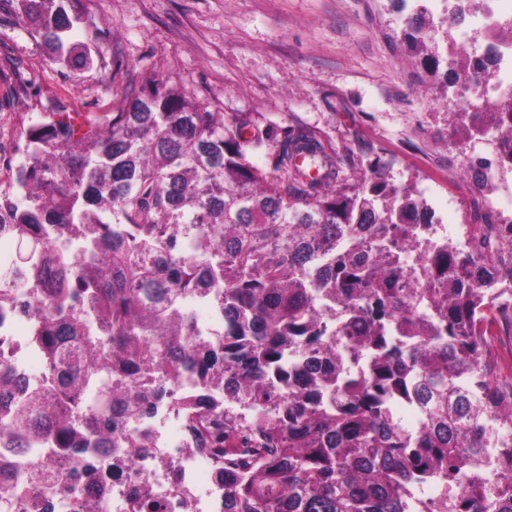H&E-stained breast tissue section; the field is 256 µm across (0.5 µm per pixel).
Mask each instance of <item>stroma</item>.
Here are the masks:
<instances>
[{
	"label": "stroma",
	"mask_w": 512,
	"mask_h": 512,
	"mask_svg": "<svg viewBox=\"0 0 512 512\" xmlns=\"http://www.w3.org/2000/svg\"><path fill=\"white\" fill-rule=\"evenodd\" d=\"M102 53L79 73L51 63L38 36L0 0V185L23 153L18 134L56 112L123 109L127 86L154 77L214 112H257L274 127L304 125L335 144L360 175L374 158L413 184L450 226L478 231L488 202L458 169L490 157L483 142L448 149L453 106L404 59L408 15L396 0H81Z\"/></svg>",
	"instance_id": "stroma-1"
}]
</instances>
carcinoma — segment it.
Here are the masks:
<instances>
[{
  "label": "carcinoma",
  "mask_w": 512,
  "mask_h": 512,
  "mask_svg": "<svg viewBox=\"0 0 512 512\" xmlns=\"http://www.w3.org/2000/svg\"><path fill=\"white\" fill-rule=\"evenodd\" d=\"M16 2L52 61L94 68L79 0ZM432 30L419 7L403 36L436 76ZM447 62L445 84H500L484 55ZM455 107L451 140L512 129V97L493 109L458 93ZM52 116L20 131L25 161L0 191V240L28 247L0 273V308L39 325L47 364L33 383L0 361V500L57 512L60 491L71 512H108L83 487L104 465L103 485L130 477L132 512H171L137 469L150 438L128 425L190 383L198 404L173 406L224 484V512H512V430L489 427L512 410V384L487 361L512 328V219L485 216L488 233L462 249L380 159L351 182L346 149L314 130L275 133L158 79L120 112ZM185 297L224 318L213 338L194 337ZM432 484L438 498L411 499Z\"/></svg>",
  "instance_id": "carcinoma-1"
}]
</instances>
